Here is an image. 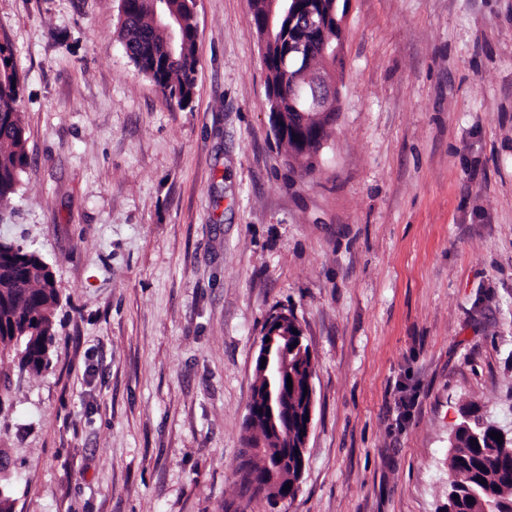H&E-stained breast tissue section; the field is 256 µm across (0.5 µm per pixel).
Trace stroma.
I'll return each instance as SVG.
<instances>
[{"label":"stroma","mask_w":512,"mask_h":512,"mask_svg":"<svg viewBox=\"0 0 512 512\" xmlns=\"http://www.w3.org/2000/svg\"><path fill=\"white\" fill-rule=\"evenodd\" d=\"M119 0H0L28 166L0 237L61 292L54 366L0 412L14 512H225L268 316L313 355L294 496L445 512L464 415L512 430V0H350L312 174L276 139L252 0H196L193 102Z\"/></svg>","instance_id":"obj_1"}]
</instances>
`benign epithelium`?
I'll use <instances>...</instances> for the list:
<instances>
[{
    "label": "benign epithelium",
    "instance_id": "7a95c632",
    "mask_svg": "<svg viewBox=\"0 0 512 512\" xmlns=\"http://www.w3.org/2000/svg\"><path fill=\"white\" fill-rule=\"evenodd\" d=\"M272 4L280 5L292 20L306 16L308 27L293 28L288 25L286 39L288 45L303 49L305 38L299 36L304 31L326 33L323 17L308 0H272ZM343 54V36L323 38L321 52H307L304 68L288 80V95L303 100L304 109L300 112L299 131L322 138L317 127L308 122L313 114L333 113L338 108L339 93L335 80L329 70H319L314 66L312 58L325 59L329 56L341 57ZM296 332L289 331V328ZM304 331L293 315L282 313V318L269 322L261 337L259 352L256 358V374L266 382L263 396L252 400L247 422L262 420L268 431L279 439L282 456L278 468L268 474L249 470L245 473L244 488L261 487L262 496L271 497L275 501L288 497V491L274 482V475L288 470L302 475L305 464L306 441L312 424L314 408V390L311 383L313 367H307L303 387H295L297 395L303 397V408L298 416L288 418V347L294 345L304 348Z\"/></svg>",
    "mask_w": 512,
    "mask_h": 512
}]
</instances>
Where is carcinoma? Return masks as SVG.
Returning <instances> with one entry per match:
<instances>
[{"mask_svg":"<svg viewBox=\"0 0 512 512\" xmlns=\"http://www.w3.org/2000/svg\"><path fill=\"white\" fill-rule=\"evenodd\" d=\"M190 0H125L119 38L135 68L149 76L170 100L189 104L198 63L197 26ZM268 85L275 90L270 111L293 123L302 106L288 99V73L305 65L298 53L285 54V46L266 41ZM20 81L14 53L0 43V207L15 193L27 166L25 125L19 110ZM289 161L306 173L315 169L320 145L308 138L286 143ZM60 292L50 263L37 250L0 239V412L14 377L41 373L52 366L56 340V312ZM494 428L472 423L455 429L449 459L447 512H512V441L490 437ZM264 441L269 452L248 466L265 469L277 464L278 439L257 425L251 441ZM473 502H467V498Z\"/></svg>","mask_w":512,"mask_h":512,"instance_id":"1","label":"carcinoma"}]
</instances>
